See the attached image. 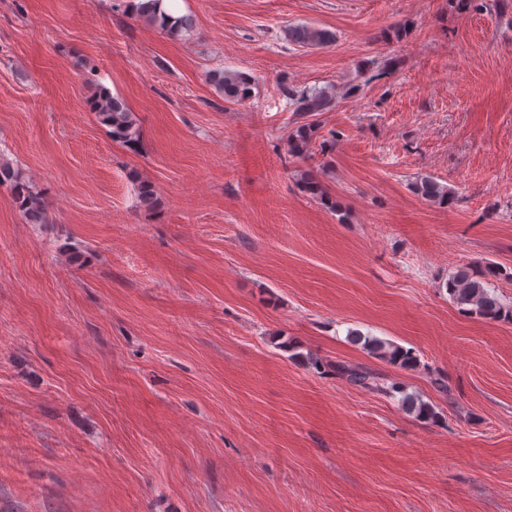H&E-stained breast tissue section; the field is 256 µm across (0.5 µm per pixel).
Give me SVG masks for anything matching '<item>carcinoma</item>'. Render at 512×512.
<instances>
[{
    "label": "carcinoma",
    "mask_w": 512,
    "mask_h": 512,
    "mask_svg": "<svg viewBox=\"0 0 512 512\" xmlns=\"http://www.w3.org/2000/svg\"><path fill=\"white\" fill-rule=\"evenodd\" d=\"M131 11L139 20L156 25L173 37H183L193 32V20L187 15L165 13L162 9V0H140L139 3L132 5ZM286 34L289 41L301 47L324 46L336 42V34L311 25L292 27L286 31ZM209 80L230 103L242 104L252 97L251 78L238 71L228 68L214 70L209 74ZM287 94L288 103L294 106L296 111L305 115L330 111L337 104L336 96L325 89L313 88L299 93L289 90ZM91 109L110 128L113 140L128 147L138 144L141 130L137 117L130 112L121 98L112 95L104 88L94 97ZM314 133V124L300 125L289 140L290 151L298 155L308 152ZM300 183L311 196L323 195L319 181L311 171L307 170L300 174ZM0 185L10 188L16 206L27 223H46L47 209L43 199L33 190L29 179L21 169L1 158ZM414 189L421 197L435 203H446L451 196V191L446 185L430 176L417 180ZM501 275H503V269L492 263L482 267L461 266L449 276L445 288L453 302L466 314L490 320L512 318V310L505 307L497 295L488 290L489 278ZM350 336L363 344L364 349L369 353L392 364L412 368L418 363L416 354L410 349L354 331L350 332ZM333 371L355 386L383 389V386L378 383V377L365 368L337 364L333 367ZM403 403L409 412L420 418L437 417L433 405L417 397L407 396Z\"/></svg>",
    "instance_id": "obj_1"
}]
</instances>
